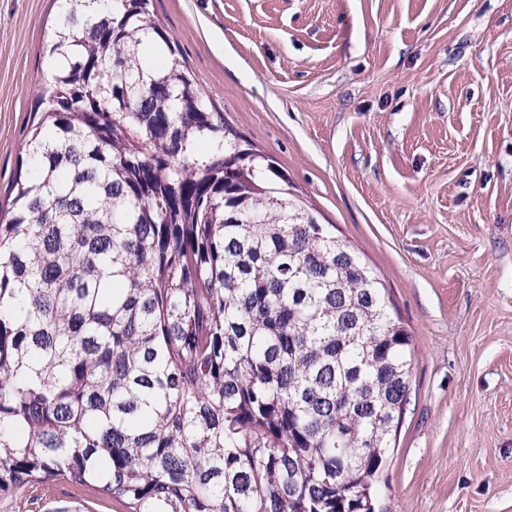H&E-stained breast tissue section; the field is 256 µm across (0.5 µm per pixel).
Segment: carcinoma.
Returning a JSON list of instances; mask_svg holds the SVG:
<instances>
[{"label":"carcinoma","instance_id":"1","mask_svg":"<svg viewBox=\"0 0 512 512\" xmlns=\"http://www.w3.org/2000/svg\"><path fill=\"white\" fill-rule=\"evenodd\" d=\"M62 2L0 218V490L377 512L412 362L387 288L208 104L152 0Z\"/></svg>","mask_w":512,"mask_h":512}]
</instances>
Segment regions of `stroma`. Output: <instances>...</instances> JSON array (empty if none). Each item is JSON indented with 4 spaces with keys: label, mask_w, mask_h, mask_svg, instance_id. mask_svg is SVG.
<instances>
[{
    "label": "stroma",
    "mask_w": 512,
    "mask_h": 512,
    "mask_svg": "<svg viewBox=\"0 0 512 512\" xmlns=\"http://www.w3.org/2000/svg\"><path fill=\"white\" fill-rule=\"evenodd\" d=\"M198 87L413 339L387 512H512V0H154ZM58 0H0L8 207ZM0 512H124L57 482Z\"/></svg>",
    "instance_id": "1"
}]
</instances>
